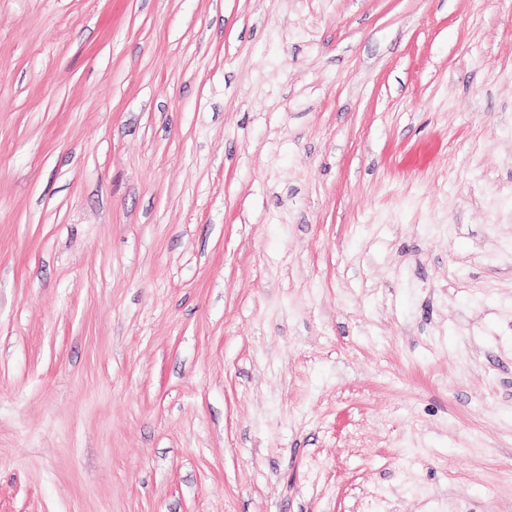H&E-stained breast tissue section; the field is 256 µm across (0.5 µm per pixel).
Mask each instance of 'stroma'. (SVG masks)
Returning a JSON list of instances; mask_svg holds the SVG:
<instances>
[{
	"label": "stroma",
	"instance_id": "stroma-1",
	"mask_svg": "<svg viewBox=\"0 0 512 512\" xmlns=\"http://www.w3.org/2000/svg\"><path fill=\"white\" fill-rule=\"evenodd\" d=\"M0 512H512V0H0Z\"/></svg>",
	"mask_w": 512,
	"mask_h": 512
}]
</instances>
